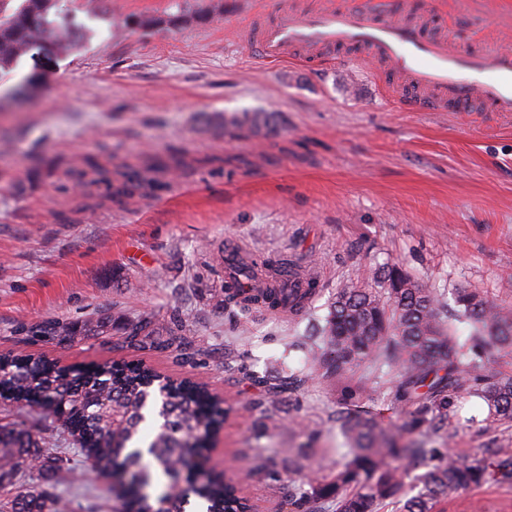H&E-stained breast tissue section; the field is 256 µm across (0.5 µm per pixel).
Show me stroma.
<instances>
[{"mask_svg":"<svg viewBox=\"0 0 512 512\" xmlns=\"http://www.w3.org/2000/svg\"><path fill=\"white\" fill-rule=\"evenodd\" d=\"M191 2L213 21L144 31L127 18L162 16L167 0H109L72 53L44 67L23 57L0 78V353L65 365L122 357L207 383L231 408L210 467L236 469L258 512H279L254 451L343 447L336 394L316 382L297 392L299 416L323 427L311 440L287 407L267 415L249 376L275 382L280 363L302 368L295 343L337 289L369 287V269L397 263L421 284L512 302V114L409 112L379 65L345 52L323 66L260 64L235 41L254 16L350 0ZM402 2L436 35L512 46V0ZM158 161L166 186L151 195L78 183L94 163ZM230 243L313 273L309 311L254 313L238 338L223 304ZM144 314L159 347L126 340L123 324ZM52 319L92 330L61 344L36 331ZM180 319L191 330L182 354L171 344ZM485 415L478 399L461 404L454 454L512 449V425L485 427ZM0 424L31 429L76 471L54 485L20 472L0 489V512L45 487L68 512H121L107 482L82 476L84 457L58 423L0 403Z\"/></svg>","mask_w":512,"mask_h":512,"instance_id":"1","label":"stroma"}]
</instances>
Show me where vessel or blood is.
<instances>
[{
	"label": "vessel or blood",
	"mask_w": 512,
	"mask_h": 512,
	"mask_svg": "<svg viewBox=\"0 0 512 512\" xmlns=\"http://www.w3.org/2000/svg\"><path fill=\"white\" fill-rule=\"evenodd\" d=\"M236 40L267 64L318 62L336 49L383 64L393 96L411 112H512V51L473 50L371 0L303 13L282 8L258 28L240 27Z\"/></svg>",
	"instance_id": "obj_1"
}]
</instances>
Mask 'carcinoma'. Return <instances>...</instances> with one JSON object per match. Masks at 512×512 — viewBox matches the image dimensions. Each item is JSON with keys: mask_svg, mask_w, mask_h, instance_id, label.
<instances>
[{"mask_svg": "<svg viewBox=\"0 0 512 512\" xmlns=\"http://www.w3.org/2000/svg\"><path fill=\"white\" fill-rule=\"evenodd\" d=\"M96 0H0V74L12 71L33 52L47 59L72 49L80 37L71 16L91 14ZM188 0H169L166 18L130 16L126 24L147 28L177 25L190 17ZM153 165L142 173L123 172L117 196L156 191L162 183ZM256 262L243 264L224 282V306L240 319L239 335L250 333L248 316L257 308L278 309L284 289L253 288L248 281ZM376 288H342L308 330L306 369L291 370L277 386L251 374L268 403L315 379L336 382V428L345 448H314L288 454L306 469L283 492L278 471L281 448L258 453L280 497L281 512H435L461 491L512 486V451L487 448L480 457L449 450V425L460 400L479 399L484 422H512V374L500 369L496 352L512 347V305L460 288L454 307L440 290L424 286L393 264L372 272ZM318 289L312 281L295 289L292 307L306 311ZM467 322L470 335L460 340L451 321ZM155 322L144 315L128 324L130 341L145 342ZM41 332L60 343L79 335L76 325L52 320ZM367 364L376 387L394 403L409 407L403 422L383 427L366 407V383L352 378ZM0 400L20 403L45 417L67 416L64 429L84 455L94 456L99 473L112 480V498L128 512H180L194 505L202 512H255L240 493L237 477L209 466L207 444L224 423L228 409L201 384L173 380L124 360L87 367L59 366L41 356L0 354ZM336 454L325 474L313 463ZM65 477L72 471L62 457L44 454L32 431L0 426V486L12 483L23 468ZM47 494L29 491L10 501V512H45Z\"/></svg>", "mask_w": 512, "mask_h": 512, "instance_id": "obj_1", "label": "carcinoma"}]
</instances>
